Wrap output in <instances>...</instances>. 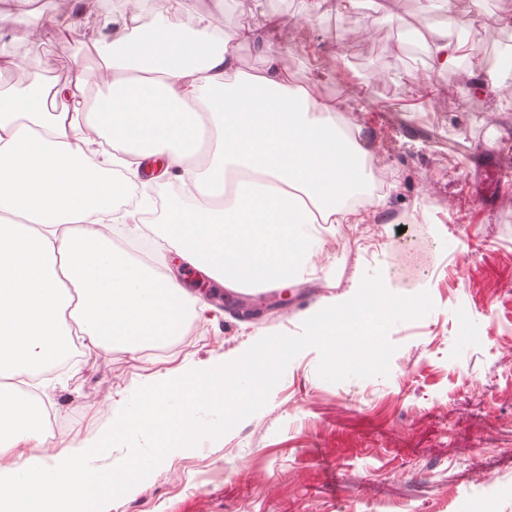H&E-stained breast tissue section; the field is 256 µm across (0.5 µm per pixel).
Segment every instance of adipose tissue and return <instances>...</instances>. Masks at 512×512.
<instances>
[{
  "label": "adipose tissue",
  "mask_w": 512,
  "mask_h": 512,
  "mask_svg": "<svg viewBox=\"0 0 512 512\" xmlns=\"http://www.w3.org/2000/svg\"><path fill=\"white\" fill-rule=\"evenodd\" d=\"M179 0L153 7L158 22L105 13L115 33L95 48L104 76L75 68L61 83L32 78L0 91V380L61 363L75 336L85 346L137 355L207 319L209 306L179 278L116 246V200L146 161L194 198L171 209L162 237L183 264L237 291L281 288L306 270L319 227L354 216L369 150L336 124L335 101L295 86L271 47L253 72L239 66L236 37L216 24L224 0L178 19ZM417 303L364 280L356 301L319 312L314 339L329 354H378V327ZM288 357L281 341L203 370L149 377L127 392L109 442L149 433L158 452L186 448L215 425L204 410L257 403ZM48 435L40 406L0 383V512H110L114 483L87 454L39 455Z\"/></svg>",
  "instance_id": "adipose-tissue-1"
}]
</instances>
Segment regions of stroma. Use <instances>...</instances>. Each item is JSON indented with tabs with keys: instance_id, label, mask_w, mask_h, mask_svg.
<instances>
[{
	"instance_id": "35a3bbf8",
	"label": "stroma",
	"mask_w": 512,
	"mask_h": 512,
	"mask_svg": "<svg viewBox=\"0 0 512 512\" xmlns=\"http://www.w3.org/2000/svg\"><path fill=\"white\" fill-rule=\"evenodd\" d=\"M93 2L13 0L36 32L21 42L0 28V55L16 62L0 86L100 68ZM379 3L323 0L315 10L309 0H227L218 16L226 36L256 30L238 46L244 70L259 69L261 44L273 42L293 82L356 108L391 179L362 221L323 229L311 277L273 293L293 301L300 289L325 287L303 310L242 320L213 302L190 346L177 336L140 360L81 346L73 357L80 390L64 385L62 366L42 378L39 397L63 438L92 446L111 432L135 382L241 359L277 340L292 345L263 401L224 416L220 435L159 457L136 434L91 455L95 470L122 468L132 445L145 460L138 479L113 490L111 512H512V186L496 194L490 181L497 156L512 160V78L482 96L467 92L512 49V0H453L462 48L442 71L428 66L435 33L425 0H394L391 20ZM66 14L76 28L63 37L56 20ZM153 189L163 207L180 195L172 178ZM163 207L118 225V236L164 252L180 275L160 236ZM365 276L423 308L383 327L374 364L332 369L311 335L314 315L355 299Z\"/></svg>"
}]
</instances>
